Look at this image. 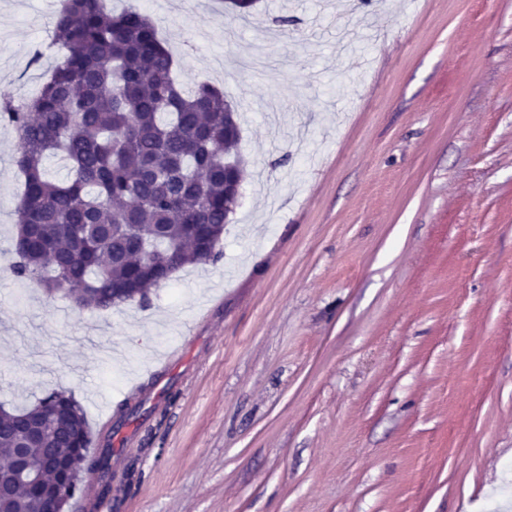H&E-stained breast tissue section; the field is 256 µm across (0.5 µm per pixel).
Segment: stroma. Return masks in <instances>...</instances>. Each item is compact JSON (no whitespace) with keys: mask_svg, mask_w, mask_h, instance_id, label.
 <instances>
[{"mask_svg":"<svg viewBox=\"0 0 512 512\" xmlns=\"http://www.w3.org/2000/svg\"><path fill=\"white\" fill-rule=\"evenodd\" d=\"M224 89L248 162L219 258L100 312L18 281L0 126V403L72 392L69 512H512V0H105ZM47 0H0V99Z\"/></svg>","mask_w":512,"mask_h":512,"instance_id":"stroma-1","label":"stroma"}]
</instances>
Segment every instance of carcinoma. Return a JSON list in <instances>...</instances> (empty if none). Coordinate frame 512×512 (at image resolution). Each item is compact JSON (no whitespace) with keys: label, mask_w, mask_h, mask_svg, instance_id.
Wrapping results in <instances>:
<instances>
[{"label":"carcinoma","mask_w":512,"mask_h":512,"mask_svg":"<svg viewBox=\"0 0 512 512\" xmlns=\"http://www.w3.org/2000/svg\"><path fill=\"white\" fill-rule=\"evenodd\" d=\"M61 61L39 92L0 101V125L18 136L15 164L24 178L15 208L18 256L11 271L51 292L62 286L80 308L107 311L148 300L175 266L209 263L235 212L227 185L241 184L237 115L224 90L186 87L154 20L104 0H64L52 29ZM58 157L72 176H48ZM85 412L67 391L24 410L0 407V512H45L47 498L85 494L73 468L88 457ZM54 457L30 488L9 461ZM104 477L111 454L91 457Z\"/></svg>","instance_id":"cac0c4a2"}]
</instances>
